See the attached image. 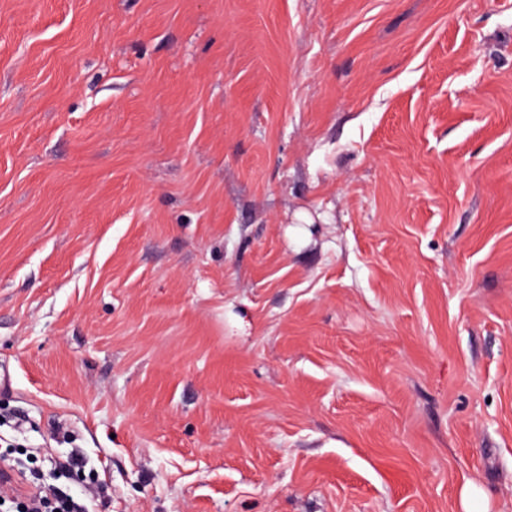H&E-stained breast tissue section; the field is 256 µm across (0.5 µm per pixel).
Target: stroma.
Instances as JSON below:
<instances>
[{
	"label": "stroma",
	"mask_w": 512,
	"mask_h": 512,
	"mask_svg": "<svg viewBox=\"0 0 512 512\" xmlns=\"http://www.w3.org/2000/svg\"><path fill=\"white\" fill-rule=\"evenodd\" d=\"M2 369L88 512H512V0H0Z\"/></svg>",
	"instance_id": "obj_1"
}]
</instances>
